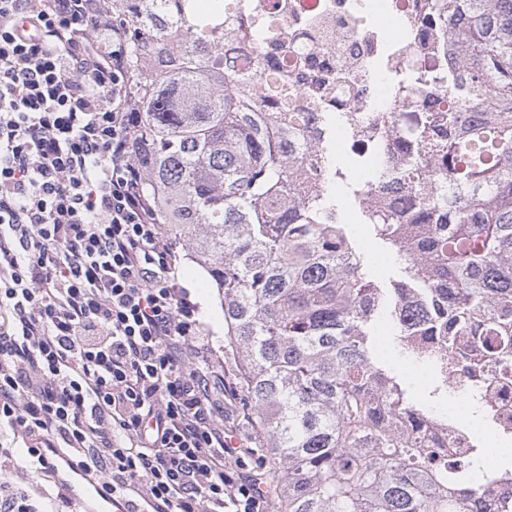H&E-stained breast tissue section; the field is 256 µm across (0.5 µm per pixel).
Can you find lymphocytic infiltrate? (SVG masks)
I'll use <instances>...</instances> for the list:
<instances>
[{
    "instance_id": "f902f5d3",
    "label": "lymphocytic infiltrate",
    "mask_w": 512,
    "mask_h": 512,
    "mask_svg": "<svg viewBox=\"0 0 512 512\" xmlns=\"http://www.w3.org/2000/svg\"><path fill=\"white\" fill-rule=\"evenodd\" d=\"M125 55L96 0H0V428L120 512H269L142 191ZM56 454L57 456L51 457L50 455L46 454V452H44L45 459L48 466L50 467L49 471L56 469L57 462H63L72 473L76 474L86 482L88 495L92 499H94L98 504L112 505V495L102 487L101 483L97 479L91 476V473L86 472L84 469L78 467L76 461L71 455L65 456L60 452H57Z\"/></svg>"
}]
</instances>
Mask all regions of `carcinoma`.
Listing matches in <instances>:
<instances>
[{
  "label": "carcinoma",
  "instance_id": "1",
  "mask_svg": "<svg viewBox=\"0 0 512 512\" xmlns=\"http://www.w3.org/2000/svg\"><path fill=\"white\" fill-rule=\"evenodd\" d=\"M127 45L124 91L140 121L143 192L212 278L224 347L254 414L277 512H493L453 472L424 398L373 356L388 314L403 353L459 369L461 337L508 379L512 349V0H426L456 61L418 66L399 99L446 97L406 121L381 113L397 153L354 202L403 275L371 281L330 196L336 124L301 96L293 57L267 72L249 45L302 40L289 0H101ZM234 41L248 57L224 64Z\"/></svg>",
  "mask_w": 512,
  "mask_h": 512
}]
</instances>
